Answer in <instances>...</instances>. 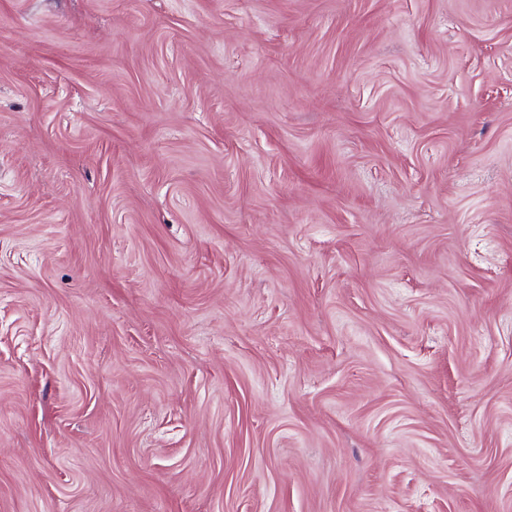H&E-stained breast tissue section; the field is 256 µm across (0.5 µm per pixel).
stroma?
Segmentation results:
<instances>
[{
	"instance_id": "stroma-1",
	"label": "stroma",
	"mask_w": 512,
	"mask_h": 512,
	"mask_svg": "<svg viewBox=\"0 0 512 512\" xmlns=\"http://www.w3.org/2000/svg\"><path fill=\"white\" fill-rule=\"evenodd\" d=\"M0 512H512V0H0Z\"/></svg>"
}]
</instances>
